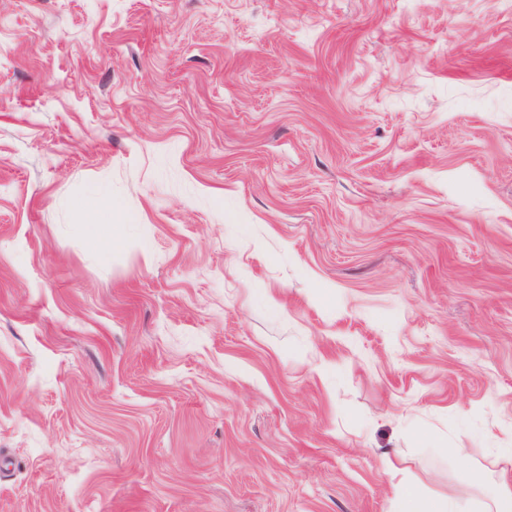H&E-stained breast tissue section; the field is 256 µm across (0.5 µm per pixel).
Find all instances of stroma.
I'll use <instances>...</instances> for the list:
<instances>
[{
  "mask_svg": "<svg viewBox=\"0 0 512 512\" xmlns=\"http://www.w3.org/2000/svg\"><path fill=\"white\" fill-rule=\"evenodd\" d=\"M507 448L512 0H0V512L487 501ZM98 194L99 196H95L83 204V211L80 214L82 222L75 225L78 226L79 231L84 236L88 247L102 258H106L112 239V226L111 224H98L96 222V202L98 198L105 196V192L100 191Z\"/></svg>",
  "mask_w": 512,
  "mask_h": 512,
  "instance_id": "stroma-1",
  "label": "stroma"
}]
</instances>
